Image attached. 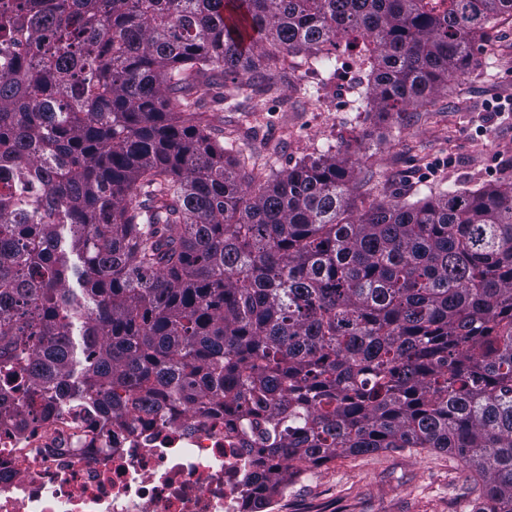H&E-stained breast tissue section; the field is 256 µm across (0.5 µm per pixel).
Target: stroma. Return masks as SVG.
Masks as SVG:
<instances>
[{"label": "stroma", "instance_id": "1", "mask_svg": "<svg viewBox=\"0 0 512 512\" xmlns=\"http://www.w3.org/2000/svg\"><path fill=\"white\" fill-rule=\"evenodd\" d=\"M483 49L464 77L448 82L417 109L387 118L358 108L362 89L354 52L340 48V76L321 80L288 62L287 102L245 101L237 112L208 103L205 116L215 130L262 126L281 147L275 169L338 152L355 137L363 142L353 158L357 207L399 199L414 202L429 191L477 189L512 183V112L485 109L494 87L512 85V21L487 30ZM296 109L298 124L282 133V104ZM462 465L428 448H392L342 455L300 471L277 497V512H472L474 496Z\"/></svg>", "mask_w": 512, "mask_h": 512}]
</instances>
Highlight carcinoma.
Returning a JSON list of instances; mask_svg holds the SVG:
<instances>
[{"mask_svg":"<svg viewBox=\"0 0 512 512\" xmlns=\"http://www.w3.org/2000/svg\"><path fill=\"white\" fill-rule=\"evenodd\" d=\"M0 0V381L205 412L242 400L272 462L435 448L512 512V184L355 213L352 154L254 173L201 120L290 57L422 105L512 0ZM251 41L249 49L244 41Z\"/></svg>","mask_w":512,"mask_h":512,"instance_id":"1","label":"carcinoma"}]
</instances>
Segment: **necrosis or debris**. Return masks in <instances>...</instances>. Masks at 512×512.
<instances>
[{"mask_svg":"<svg viewBox=\"0 0 512 512\" xmlns=\"http://www.w3.org/2000/svg\"><path fill=\"white\" fill-rule=\"evenodd\" d=\"M233 408L200 416L164 399L104 420L69 398L2 393L0 512H243L245 478L264 459L227 425Z\"/></svg>","mask_w":512,"mask_h":512,"instance_id":"necrosis-or-debris-1","label":"necrosis or debris"}]
</instances>
